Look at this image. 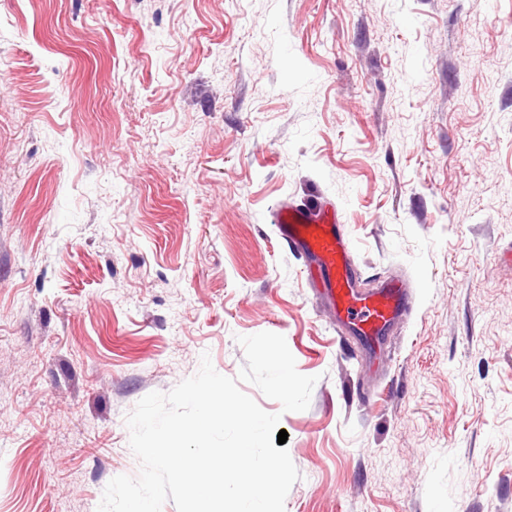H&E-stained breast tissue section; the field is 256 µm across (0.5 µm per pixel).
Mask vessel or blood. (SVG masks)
<instances>
[{
	"mask_svg": "<svg viewBox=\"0 0 512 512\" xmlns=\"http://www.w3.org/2000/svg\"><path fill=\"white\" fill-rule=\"evenodd\" d=\"M276 228L288 246L306 257L308 282L325 300L337 325L357 336L375 360H382L386 336L395 333L410 305L407 284L393 279L370 291L358 289L344 226L326 201L282 205Z\"/></svg>",
	"mask_w": 512,
	"mask_h": 512,
	"instance_id": "vessel-or-blood-1",
	"label": "vessel or blood"
}]
</instances>
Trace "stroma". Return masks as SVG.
Wrapping results in <instances>:
<instances>
[{"label": "stroma", "instance_id": "stroma-1", "mask_svg": "<svg viewBox=\"0 0 512 512\" xmlns=\"http://www.w3.org/2000/svg\"><path fill=\"white\" fill-rule=\"evenodd\" d=\"M335 201L410 310L370 371L274 224ZM285 512H512V0H0V512H97L125 419L237 338Z\"/></svg>", "mask_w": 512, "mask_h": 512}]
</instances>
